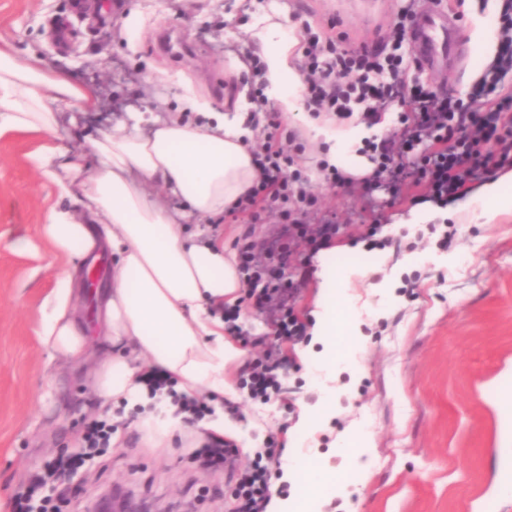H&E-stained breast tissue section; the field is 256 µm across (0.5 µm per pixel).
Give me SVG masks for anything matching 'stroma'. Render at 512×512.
Returning a JSON list of instances; mask_svg holds the SVG:
<instances>
[{
  "instance_id": "1",
  "label": "stroma",
  "mask_w": 512,
  "mask_h": 512,
  "mask_svg": "<svg viewBox=\"0 0 512 512\" xmlns=\"http://www.w3.org/2000/svg\"><path fill=\"white\" fill-rule=\"evenodd\" d=\"M78 0H0V45L22 60L39 58L96 96L95 111L78 125L62 123L58 145L71 153L84 135L107 132L125 113L148 108L182 111L191 123L205 114L186 108V96L213 112H248L258 87L245 59L255 56L248 30L270 12L293 33L310 23L327 36H343L357 49L388 36L408 0H382L367 12L363 0H106L100 10L80 11ZM459 9L458 37L466 57L444 75L409 67V78L435 91L464 92L490 59L473 41L476 19L497 30L499 0H447ZM181 40V55L158 45L160 36ZM268 114L277 115L275 107ZM282 131L297 133V165L323 212L335 215L339 267L364 269L349 293L362 335L356 369L317 368L290 344H281L288 365L281 400L263 404L242 398L236 440L239 461L253 455L249 441L264 444L276 434L286 447L282 465L318 462L347 474L348 498H332L324 512H512V500L496 494L512 474L502 441L512 429V214L494 223L471 220L463 204L479 187L466 185L445 200L422 199L405 188L403 203L375 195L382 234L368 240L354 220L363 201L358 181L332 184L317 173L319 147L303 121L277 115ZM41 136L16 133L0 139V512H12L30 477L60 454L82 450L83 426L98 414L83 384L85 368L50 356L37 337L42 307L59 265L40 235L49 208L68 200L43 179L33 161ZM434 209V224H455L457 236L440 246L439 233L394 229L410 211ZM21 238L28 252L10 250ZM354 252L343 251L349 241ZM398 278L391 304L373 288ZM243 332L253 340L247 364L265 345L278 342L267 315L253 299L239 303ZM279 343V342H278ZM335 395L336 412L305 436L289 437L301 406ZM366 424L374 446L369 470H350L337 454L338 441ZM201 443L191 425L154 447L129 418L103 456L72 475L58 512H92L99 496L118 489L146 502L152 512H229L233 485L225 470L202 467Z\"/></svg>"
}]
</instances>
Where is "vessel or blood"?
Listing matches in <instances>:
<instances>
[{"instance_id": "vessel-or-blood-1", "label": "vessel or blood", "mask_w": 512, "mask_h": 512, "mask_svg": "<svg viewBox=\"0 0 512 512\" xmlns=\"http://www.w3.org/2000/svg\"><path fill=\"white\" fill-rule=\"evenodd\" d=\"M458 22L456 12L443 6L417 12L411 44L424 69L439 72L457 66L462 57L457 41Z\"/></svg>"}]
</instances>
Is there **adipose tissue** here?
<instances>
[{
	"label": "adipose tissue",
	"mask_w": 512,
	"mask_h": 512,
	"mask_svg": "<svg viewBox=\"0 0 512 512\" xmlns=\"http://www.w3.org/2000/svg\"><path fill=\"white\" fill-rule=\"evenodd\" d=\"M251 38L264 60L270 100L280 112L297 111L295 37L268 15ZM95 105L89 90L0 47V138L41 135L35 165L71 201L70 208L51 210L41 226L65 262L55 270L57 286L37 336L50 353L74 364L85 361L89 344L78 321L75 277L90 256L110 252L112 275L101 297L96 344L100 358L88 376L99 408L145 405L142 428L156 440L166 438L179 418L169 401L148 403L139 381L146 364L170 374L178 392L215 407L218 416L204 423L206 433L236 437L239 428L224 406L240 398L229 369L242 364L244 352L225 329L224 308L238 302L243 284L221 225L225 210L257 179L247 118L227 112L194 125L178 112H129L108 132L86 139L78 154L48 140L67 107L88 111ZM306 127L322 145L327 167L365 174L363 125L316 119ZM466 209L482 224L511 214L512 170L483 184ZM190 219L195 228L187 227ZM363 274L321 262L311 330L321 345L315 366L354 363L355 348L343 346L358 333L348 288ZM288 478L304 492L273 499L272 512H322L327 499L346 494L343 476L314 461L298 463Z\"/></svg>",
	"instance_id": "obj_1"
}]
</instances>
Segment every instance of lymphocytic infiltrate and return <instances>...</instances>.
<instances>
[{
	"label": "lymphocytic infiltrate",
	"mask_w": 512,
	"mask_h": 512,
	"mask_svg": "<svg viewBox=\"0 0 512 512\" xmlns=\"http://www.w3.org/2000/svg\"><path fill=\"white\" fill-rule=\"evenodd\" d=\"M414 14L405 10L393 31L387 51L355 53L324 38L311 25L303 27L302 59L305 104L313 114L345 116L360 113L370 124H378L383 112L399 111V127L390 135L367 142L374 164L363 178L367 192L387 187L392 200H399L403 183L423 188L425 197L443 198L459 194L468 177L512 169V0H503L502 21L497 30L499 51L479 80L464 93L440 94L423 81H408V62L401 51L411 37ZM254 161L258 178L250 194L241 197L232 214L256 223L264 209L283 206L297 199L300 215L282 213L283 222L271 244L246 243L238 253L239 270L248 288L261 297L275 295L269 321L279 336L303 342L307 325L299 317L295 302L305 278H286L291 257L309 269L312 255L329 249L339 232L333 215L320 212L306 181L293 170V158L276 133H268ZM280 350L270 347L257 361L243 385L253 397L270 401L282 385L277 370ZM149 396L172 394L186 420L205 417L209 406L200 400L173 394L168 376L151 368L141 375ZM201 454L206 462L236 473V506L233 512H267L272 497L273 462L280 448L267 442L246 467H238L228 443L208 440Z\"/></svg>",
	"instance_id": "f902f5d3"
}]
</instances>
